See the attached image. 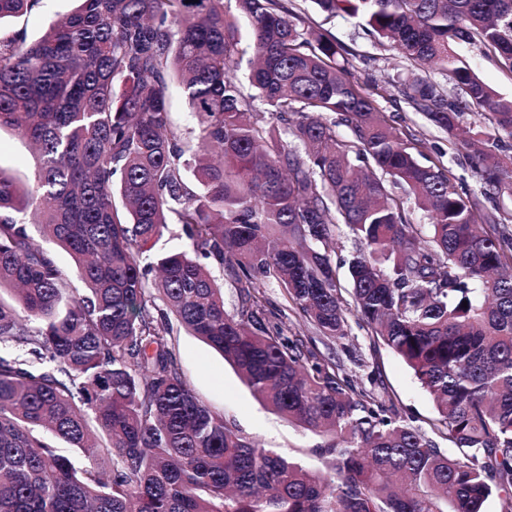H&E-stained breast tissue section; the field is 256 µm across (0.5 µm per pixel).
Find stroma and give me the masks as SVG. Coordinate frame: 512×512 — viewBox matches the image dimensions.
<instances>
[{
	"instance_id": "obj_1",
	"label": "stroma",
	"mask_w": 512,
	"mask_h": 512,
	"mask_svg": "<svg viewBox=\"0 0 512 512\" xmlns=\"http://www.w3.org/2000/svg\"><path fill=\"white\" fill-rule=\"evenodd\" d=\"M293 4L303 27L329 33L345 46L352 79L368 85L388 122L418 139L427 158L442 159L453 182L475 188L473 168L468 160L449 149L447 134L431 126L422 113L398 96L397 84L414 71L400 52L392 44L369 35L358 18L319 12L312 0H293ZM73 7L72 0H39L27 15L1 24L0 33L10 35L23 29L28 38H35ZM0 167L22 181L31 177L34 169L27 142L7 128L0 130ZM261 291L267 300V310L285 324L289 335L303 337L318 354L340 363L344 374L357 387L379 399L392 400L400 415L429 428L436 417L430 396L412 369L388 348L374 342L357 317H349L345 339H330L287 303L277 284L264 283ZM168 344L196 395L212 410L223 414L225 421L241 435L309 466L318 463L315 449L333 444L332 434L312 433L264 406L223 356L197 336L176 326Z\"/></svg>"
}]
</instances>
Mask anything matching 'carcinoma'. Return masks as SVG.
<instances>
[{"label": "carcinoma", "mask_w": 512, "mask_h": 512, "mask_svg": "<svg viewBox=\"0 0 512 512\" xmlns=\"http://www.w3.org/2000/svg\"><path fill=\"white\" fill-rule=\"evenodd\" d=\"M38 2L0 0V23ZM76 2L33 40L0 37V129L34 150L30 183L0 171V292L15 298H0V512H484L494 496L512 512V234L497 205L512 196V157L498 153L512 95L459 52L477 46L512 76V0H314L446 72L450 95L426 80L399 93L470 160V192L418 160L350 79L345 47L301 28L291 0H236L235 15L224 0ZM242 21L268 121L250 119L230 75ZM171 219L192 250L154 258ZM341 224L362 246L354 310L431 395L451 454L266 316L259 284L274 282L324 336L345 337ZM213 266L244 291L238 319ZM170 313L274 411L336 436L313 449L321 466L259 446L196 396L164 338ZM169 109L173 126L178 134L182 138L191 137L192 129L188 120V107L185 95L178 84H174L169 90Z\"/></svg>", "instance_id": "carcinoma-1"}]
</instances>
